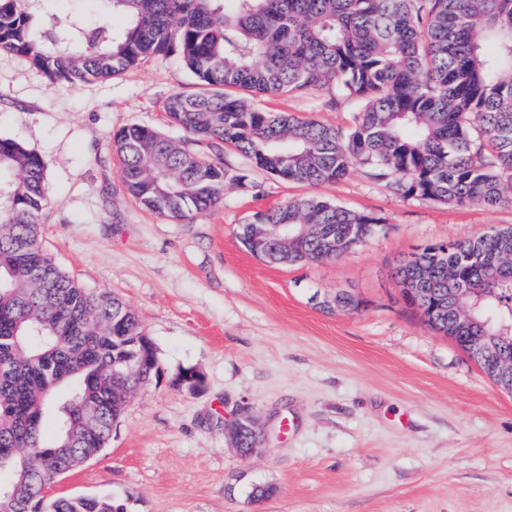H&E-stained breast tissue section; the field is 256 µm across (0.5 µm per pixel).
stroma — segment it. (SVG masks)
<instances>
[{
    "label": "stroma",
    "instance_id": "obj_1",
    "mask_svg": "<svg viewBox=\"0 0 512 512\" xmlns=\"http://www.w3.org/2000/svg\"><path fill=\"white\" fill-rule=\"evenodd\" d=\"M200 90L173 56L71 85L0 50V136L44 163V249L87 293L131 307L163 368L107 446L46 499L107 494L126 512H512V395L431 330L392 277L427 246L512 225V206L407 198L358 168L292 184L227 147L203 152L223 160L218 207L190 220L146 210L122 188L113 135L144 124L183 139L165 102ZM250 102L339 129L356 113L331 89ZM308 196L383 230L300 267L268 265L238 240L253 213ZM340 290L365 308L327 313L313 300ZM187 368L201 373L198 389L178 385ZM244 409L262 430L248 456L224 435ZM258 486L270 494L257 502Z\"/></svg>",
    "mask_w": 512,
    "mask_h": 512
}]
</instances>
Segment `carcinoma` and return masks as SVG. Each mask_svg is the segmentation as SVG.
<instances>
[{"label": "carcinoma", "mask_w": 512, "mask_h": 512, "mask_svg": "<svg viewBox=\"0 0 512 512\" xmlns=\"http://www.w3.org/2000/svg\"><path fill=\"white\" fill-rule=\"evenodd\" d=\"M0 0V49L50 81L109 78L157 53L205 87L165 110L186 137L142 125L113 135L120 179L147 209L188 219L216 207L226 173L200 149L226 145L282 180L335 183L358 166L405 197L489 208L512 201V0H103L92 24ZM336 89L357 106L345 130L261 112L248 94ZM44 164L0 138V512H125L110 496L47 503L59 462L107 444L127 396L160 373L134 311L81 288L41 246ZM295 225L283 242L275 225ZM372 215L307 197L239 225L273 266L341 258L381 229ZM406 298L463 349L501 336L512 365V226L429 246L396 267ZM450 288L472 297L431 311Z\"/></svg>", "instance_id": "obj_1"}]
</instances>
